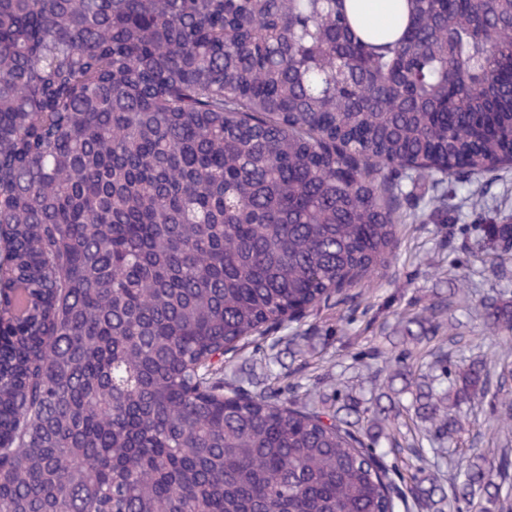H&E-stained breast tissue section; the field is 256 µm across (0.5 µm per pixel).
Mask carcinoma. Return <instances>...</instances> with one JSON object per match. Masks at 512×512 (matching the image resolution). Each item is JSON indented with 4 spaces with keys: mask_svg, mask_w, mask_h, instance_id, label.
<instances>
[{
    "mask_svg": "<svg viewBox=\"0 0 512 512\" xmlns=\"http://www.w3.org/2000/svg\"><path fill=\"white\" fill-rule=\"evenodd\" d=\"M0 0V512H512V454L434 464L314 384L230 386L217 359L352 300L402 224L512 160V0ZM485 269L512 266L488 251ZM424 306L426 433L491 397L512 434V302L474 308L492 356L454 358L455 279ZM381 390L419 363L375 355Z\"/></svg>",
    "mask_w": 512,
    "mask_h": 512,
    "instance_id": "carcinoma-1",
    "label": "carcinoma"
}]
</instances>
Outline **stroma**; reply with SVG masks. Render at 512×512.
Instances as JSON below:
<instances>
[{"instance_id": "stroma-1", "label": "stroma", "mask_w": 512, "mask_h": 512, "mask_svg": "<svg viewBox=\"0 0 512 512\" xmlns=\"http://www.w3.org/2000/svg\"><path fill=\"white\" fill-rule=\"evenodd\" d=\"M489 219L477 216L467 207L450 209L442 219L428 224L402 225L396 254L389 267L372 278L361 299L320 308L300 322L283 328V340L260 341L233 357V365L244 383L264 387L271 384L288 392L302 394L314 379L330 383L341 377L355 398H370L369 364L378 349L389 347L391 337L400 335L398 315L407 309L418 310L433 293H447L453 277H469L478 289L461 297L459 319L465 339L476 336L477 324L467 313L480 292L496 289L512 297V268L499 279L481 274L480 253L489 248L484 229ZM306 336L316 356L306 365L288 354L287 338ZM493 412L490 400L469 406L464 415L465 430L458 442L459 454L478 449L487 458H496L501 448L511 447L512 438L504 439L488 429L486 422ZM425 425L413 412L402 413L388 432L403 453L393 464L402 475H409L420 461H433V449L423 457L410 453L412 442L424 441Z\"/></svg>"}]
</instances>
